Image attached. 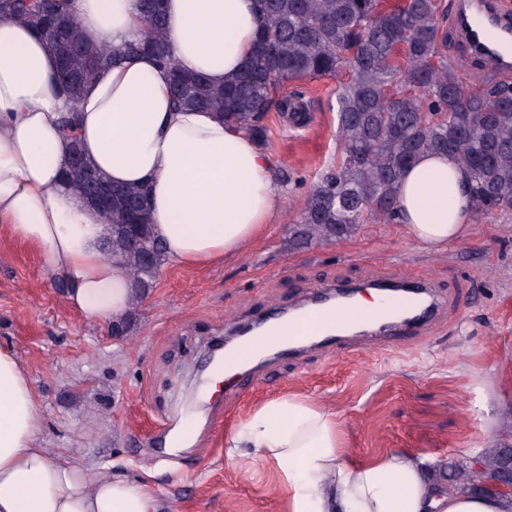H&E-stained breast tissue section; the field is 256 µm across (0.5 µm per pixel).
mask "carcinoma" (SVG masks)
I'll return each instance as SVG.
<instances>
[{"label":"carcinoma","instance_id":"cac0c4a2","mask_svg":"<svg viewBox=\"0 0 512 512\" xmlns=\"http://www.w3.org/2000/svg\"><path fill=\"white\" fill-rule=\"evenodd\" d=\"M263 18L250 66L223 85L180 70L165 32L162 0H140L144 38L127 48L151 53L171 75L173 103L213 112L261 140L274 93L296 80L351 79L339 97L341 157L305 195L294 225V244L309 245L352 234L372 219L394 220L399 180L419 155H452L468 170L477 213L512 209V82L487 76L464 85L448 62L447 15L442 0H409L390 12L379 0H257ZM0 15L30 25L56 56L73 100L99 70L112 65L114 50L89 44L68 0H0ZM283 112L303 104L283 96ZM86 182L66 173L81 197L106 195L101 212L112 234L106 256L122 260L131 275L136 304L164 266L154 235L148 190L116 186L84 160ZM483 470L471 473L456 461L441 475L477 494L479 484L499 479L512 462V447L480 455Z\"/></svg>","mask_w":512,"mask_h":512}]
</instances>
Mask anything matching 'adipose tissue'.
Instances as JSON below:
<instances>
[{
    "instance_id": "obj_1",
    "label": "adipose tissue",
    "mask_w": 512,
    "mask_h": 512,
    "mask_svg": "<svg viewBox=\"0 0 512 512\" xmlns=\"http://www.w3.org/2000/svg\"><path fill=\"white\" fill-rule=\"evenodd\" d=\"M69 9L91 42L118 51L144 36L139 0H70ZM164 13L181 69L221 84L248 66L262 24L255 0H164ZM73 107L94 167L112 184L150 187L167 263L204 267L240 254L284 205L268 153L212 113L175 110L168 74L151 56L122 57L74 105L45 43L0 18V230L42 251L86 319L121 318L134 288L126 266L102 251L106 220L63 179L61 118ZM470 201L467 172L451 156L425 154L403 173L398 220L437 251L466 234ZM42 429L24 366L0 347V512H158L150 483L80 467L42 447ZM258 459L273 466L286 512H512V495L448 487L420 456L386 448L351 457L335 413L299 394L263 403L225 435L227 464Z\"/></svg>"
}]
</instances>
